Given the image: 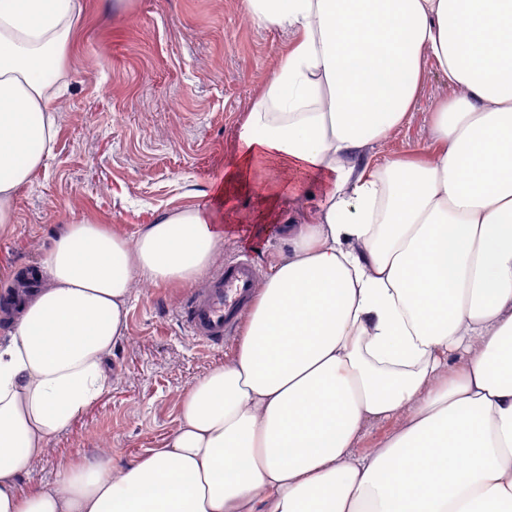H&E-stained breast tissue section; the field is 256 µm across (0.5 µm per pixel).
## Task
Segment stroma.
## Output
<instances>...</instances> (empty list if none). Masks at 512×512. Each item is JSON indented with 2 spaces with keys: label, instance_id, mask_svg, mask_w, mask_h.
<instances>
[{
  "label": "stroma",
  "instance_id": "stroma-1",
  "mask_svg": "<svg viewBox=\"0 0 512 512\" xmlns=\"http://www.w3.org/2000/svg\"><path fill=\"white\" fill-rule=\"evenodd\" d=\"M60 89L58 137L45 169L19 194L10 234L0 236V269L38 263L64 225L89 220L127 237L172 210L208 204L210 186L235 160L242 122L262 82L284 54L287 32L257 25L244 0H81ZM456 93L428 67L416 106L382 154L427 137L436 100ZM239 237L214 261L247 253L262 270L288 251L277 230L255 234L256 193L231 201ZM189 287L133 284L126 335L106 365L109 386L45 457L22 488L54 480L73 462L111 456L124 464L159 447L178 424L181 395L235 347L188 338L180 304Z\"/></svg>",
  "mask_w": 512,
  "mask_h": 512
}]
</instances>
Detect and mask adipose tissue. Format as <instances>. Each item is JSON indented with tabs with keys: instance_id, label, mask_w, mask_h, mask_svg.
Segmentation results:
<instances>
[{
	"instance_id": "1",
	"label": "adipose tissue",
	"mask_w": 512,
	"mask_h": 512,
	"mask_svg": "<svg viewBox=\"0 0 512 512\" xmlns=\"http://www.w3.org/2000/svg\"><path fill=\"white\" fill-rule=\"evenodd\" d=\"M291 42L237 138L216 201L267 220L321 191L259 286L233 355L180 399L161 445L70 465L21 492L107 389L132 285L194 284L235 225L172 211L135 238L65 225L5 311L0 512H512V0H245ZM80 0H0V235L55 146L58 71ZM439 101L413 160L375 157ZM370 424L390 430L369 452ZM455 94L456 89L448 85V80L438 73L433 65H428L413 112H410L408 119L400 128L391 133L380 153H400L417 142L425 141L433 104L440 98H449Z\"/></svg>"
}]
</instances>
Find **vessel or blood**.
Returning <instances> with one entry per match:
<instances>
[{
	"instance_id": "vessel-or-blood-1",
	"label": "vessel or blood",
	"mask_w": 512,
	"mask_h": 512,
	"mask_svg": "<svg viewBox=\"0 0 512 512\" xmlns=\"http://www.w3.org/2000/svg\"><path fill=\"white\" fill-rule=\"evenodd\" d=\"M260 280V270L253 259L239 255L229 259L214 273L205 288L187 295L181 321L192 339L220 346L250 305Z\"/></svg>"
}]
</instances>
